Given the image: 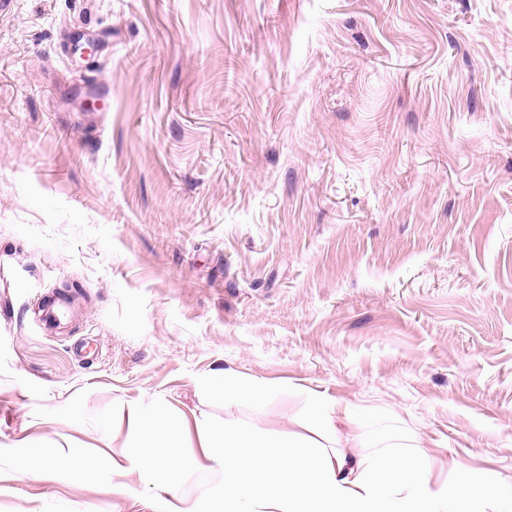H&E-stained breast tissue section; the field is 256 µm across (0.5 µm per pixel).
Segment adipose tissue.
I'll use <instances>...</instances> for the list:
<instances>
[{
  "label": "adipose tissue",
  "instance_id": "1",
  "mask_svg": "<svg viewBox=\"0 0 512 512\" xmlns=\"http://www.w3.org/2000/svg\"><path fill=\"white\" fill-rule=\"evenodd\" d=\"M127 424L134 454L101 473L102 487L120 491L113 473H138L160 493L156 512H198L183 505L184 486L201 464L179 451L183 424L158 401L130 404ZM207 457L222 474L217 512H512V479L473 480L433 485L437 459L428 452L414 457L356 456L364 441L347 435L343 447L303 443L234 426L214 429L197 423ZM23 473L50 470L73 476L87 465L84 449L66 448L39 455L26 446L14 450Z\"/></svg>",
  "mask_w": 512,
  "mask_h": 512
}]
</instances>
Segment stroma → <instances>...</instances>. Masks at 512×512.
I'll list each match as a JSON object with an SVG mask.
<instances>
[{
  "mask_svg": "<svg viewBox=\"0 0 512 512\" xmlns=\"http://www.w3.org/2000/svg\"><path fill=\"white\" fill-rule=\"evenodd\" d=\"M312 394L364 457L512 476V0L0 9V512H155L98 483L130 403L325 444ZM210 382L216 386L224 385V398L236 402H247L257 408L266 406L268 400L267 388L260 383L242 385L234 376L223 374L214 376ZM310 407L320 427L334 435L336 448H365L364 441L358 435L337 437V423L343 420L350 421V408L347 404L338 402L328 403L316 396L310 397ZM343 440V443H342ZM14 454L20 470L31 475L51 470L59 477L74 476L87 465L86 453L82 448H62L53 455H39L24 444H19Z\"/></svg>",
  "mask_w": 512,
  "mask_h": 512,
  "instance_id": "35a3bbf8",
  "label": "stroma"
}]
</instances>
